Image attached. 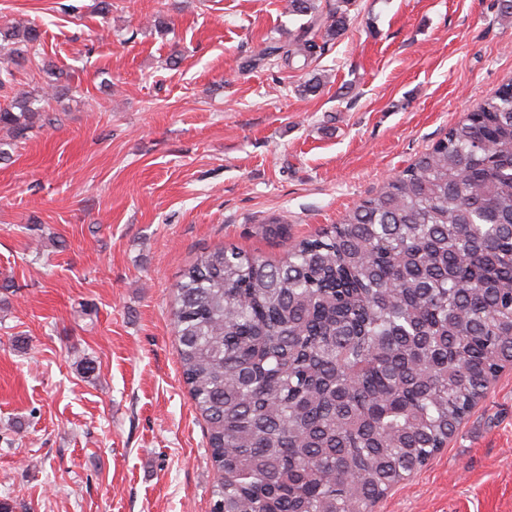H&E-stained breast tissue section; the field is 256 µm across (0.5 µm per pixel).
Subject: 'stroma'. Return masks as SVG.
I'll return each mask as SVG.
<instances>
[{"instance_id":"obj_1","label":"stroma","mask_w":512,"mask_h":512,"mask_svg":"<svg viewBox=\"0 0 512 512\" xmlns=\"http://www.w3.org/2000/svg\"><path fill=\"white\" fill-rule=\"evenodd\" d=\"M113 3L0 0V25L42 32L17 87L51 117L0 129V499L16 512H210L172 319L183 269L223 246L280 261L512 81L497 0H356L304 72L244 65L299 26L284 0ZM310 73L322 88L300 95ZM374 512H512V367Z\"/></svg>"}]
</instances>
